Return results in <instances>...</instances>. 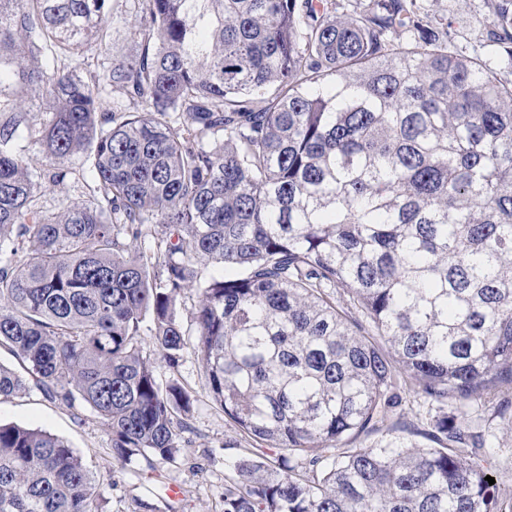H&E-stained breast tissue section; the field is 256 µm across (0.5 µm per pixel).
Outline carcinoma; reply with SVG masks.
<instances>
[{"mask_svg":"<svg viewBox=\"0 0 512 512\" xmlns=\"http://www.w3.org/2000/svg\"><path fill=\"white\" fill-rule=\"evenodd\" d=\"M135 2L137 52L85 77L113 0H0V398L87 406L114 457L171 463L197 395L148 335L277 450L242 449L224 512H512L467 411L512 379V80L421 0ZM487 6L512 62V0ZM78 153L94 186L43 210ZM406 393L435 446L341 450ZM0 512H102L99 483L0 422Z\"/></svg>","mask_w":512,"mask_h":512,"instance_id":"carcinoma-1","label":"carcinoma"}]
</instances>
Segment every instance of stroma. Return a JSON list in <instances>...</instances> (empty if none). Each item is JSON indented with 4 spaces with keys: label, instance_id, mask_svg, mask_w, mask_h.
Listing matches in <instances>:
<instances>
[{
    "label": "stroma",
    "instance_id": "obj_1",
    "mask_svg": "<svg viewBox=\"0 0 512 512\" xmlns=\"http://www.w3.org/2000/svg\"><path fill=\"white\" fill-rule=\"evenodd\" d=\"M425 5L430 14L452 21L459 50L481 51L489 21L485 0H425ZM178 377L200 399L176 461L160 465L155 473L145 462L113 457L108 429L90 408L54 404L38 390L22 398L0 399V421L43 428L69 440L99 479L105 512H221L224 479L233 474L243 442L223 412L205 397V375L193 353L185 354ZM478 427L490 431L495 477L512 494V427L497 418L479 420ZM171 486L179 488V498L168 496Z\"/></svg>",
    "mask_w": 512,
    "mask_h": 512
}]
</instances>
